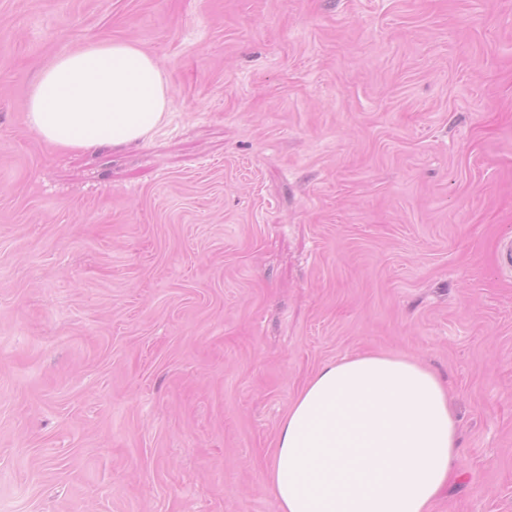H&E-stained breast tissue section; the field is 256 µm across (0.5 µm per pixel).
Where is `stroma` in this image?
<instances>
[{"label":"stroma","mask_w":512,"mask_h":512,"mask_svg":"<svg viewBox=\"0 0 512 512\" xmlns=\"http://www.w3.org/2000/svg\"><path fill=\"white\" fill-rule=\"evenodd\" d=\"M131 40L146 141L54 149L53 56ZM512 0H0V512H278L277 430L324 362L448 386L512 512Z\"/></svg>","instance_id":"stroma-1"}]
</instances>
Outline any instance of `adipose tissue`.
Masks as SVG:
<instances>
[{
  "mask_svg": "<svg viewBox=\"0 0 512 512\" xmlns=\"http://www.w3.org/2000/svg\"><path fill=\"white\" fill-rule=\"evenodd\" d=\"M171 104L152 55L123 39L93 41L41 69L25 120L52 146L90 150L148 138ZM460 474L439 376L404 355L366 353L324 363L299 390L267 486L278 512H430Z\"/></svg>",
  "mask_w": 512,
  "mask_h": 512,
  "instance_id": "1",
  "label": "adipose tissue"
}]
</instances>
